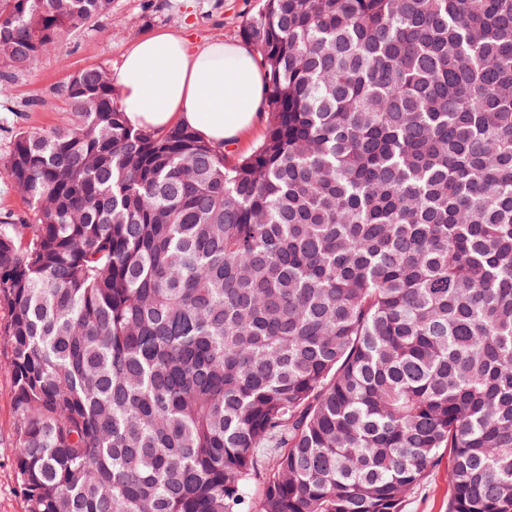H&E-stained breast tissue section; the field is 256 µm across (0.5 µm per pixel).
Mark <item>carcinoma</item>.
I'll list each match as a JSON object with an SVG mask.
<instances>
[{
    "label": "carcinoma",
    "instance_id": "obj_1",
    "mask_svg": "<svg viewBox=\"0 0 512 512\" xmlns=\"http://www.w3.org/2000/svg\"><path fill=\"white\" fill-rule=\"evenodd\" d=\"M112 0H0V94ZM247 157L110 73L3 169L26 512H512V0H263ZM262 480L258 500L247 489ZM24 210L23 198L0 168V216H3L5 212L21 213ZM448 453L405 499L402 512H448Z\"/></svg>",
    "mask_w": 512,
    "mask_h": 512
}]
</instances>
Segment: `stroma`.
<instances>
[{
  "instance_id": "35a3bbf8",
  "label": "stroma",
  "mask_w": 512,
  "mask_h": 512,
  "mask_svg": "<svg viewBox=\"0 0 512 512\" xmlns=\"http://www.w3.org/2000/svg\"><path fill=\"white\" fill-rule=\"evenodd\" d=\"M261 0H113L112 11L90 29L59 43L32 72L9 85L0 108V157L15 131L56 124L65 106L61 90L74 73L91 66L118 72L127 47L158 30L188 27L199 38L239 41ZM18 417L14 384L0 372V512H25L14 459ZM448 461L440 459L405 499L402 512H448Z\"/></svg>"
}]
</instances>
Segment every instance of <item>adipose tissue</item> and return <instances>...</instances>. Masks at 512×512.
<instances>
[{
    "label": "adipose tissue",
    "mask_w": 512,
    "mask_h": 512,
    "mask_svg": "<svg viewBox=\"0 0 512 512\" xmlns=\"http://www.w3.org/2000/svg\"><path fill=\"white\" fill-rule=\"evenodd\" d=\"M117 82L131 127L184 126L218 147L237 142L263 112L264 76L251 50L238 42L194 41L181 30L133 42Z\"/></svg>",
    "instance_id": "obj_1"
}]
</instances>
